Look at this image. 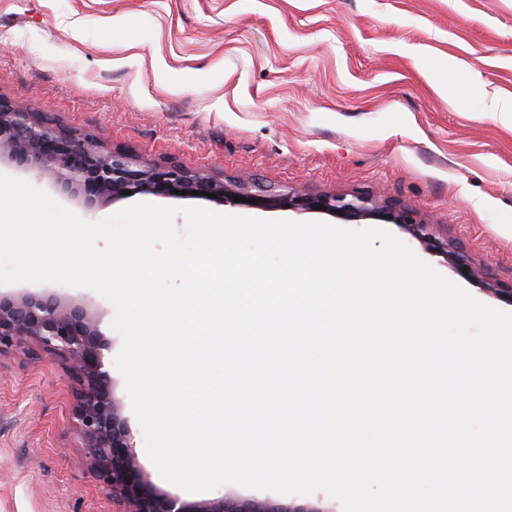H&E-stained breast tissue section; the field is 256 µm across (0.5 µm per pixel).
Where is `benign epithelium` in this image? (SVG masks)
<instances>
[{"instance_id":"1","label":"benign epithelium","mask_w":512,"mask_h":512,"mask_svg":"<svg viewBox=\"0 0 512 512\" xmlns=\"http://www.w3.org/2000/svg\"><path fill=\"white\" fill-rule=\"evenodd\" d=\"M54 177L55 191L95 209L108 197L121 199L151 194L165 198H191L201 191L215 195L220 204L340 214L346 220L376 217L407 231L434 255L448 259L458 275L479 281L489 293L508 296L512 287L500 288L482 280L469 255L458 246L438 240L430 225L412 211L391 202L380 203L357 193L308 195L294 191L257 189L223 178L192 173L167 160L140 162L131 154L106 149L89 137L55 128L29 112L16 109L0 97V164ZM245 201L237 203L235 197ZM256 203H250V200ZM468 271H462V268ZM99 320L80 301L55 295L28 294L20 298L0 294V353L13 347L27 353L60 357L75 384L72 421L82 452L80 464L93 472L112 497L116 512H324L316 504H283L270 499L227 494L213 501L187 502L155 487L141 470L128 419L112 390L106 369Z\"/></svg>"}]
</instances>
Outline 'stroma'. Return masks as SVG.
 Instances as JSON below:
<instances>
[{
    "label": "stroma",
    "mask_w": 512,
    "mask_h": 512,
    "mask_svg": "<svg viewBox=\"0 0 512 512\" xmlns=\"http://www.w3.org/2000/svg\"><path fill=\"white\" fill-rule=\"evenodd\" d=\"M0 97L143 161L276 190L366 192L413 210L467 251L463 286L512 312V0H0ZM0 293L92 306L114 361L112 303L87 288ZM115 397L151 483L192 494L149 460L125 382ZM60 360L0 353V512H115L77 461Z\"/></svg>",
    "instance_id": "obj_1"
}]
</instances>
